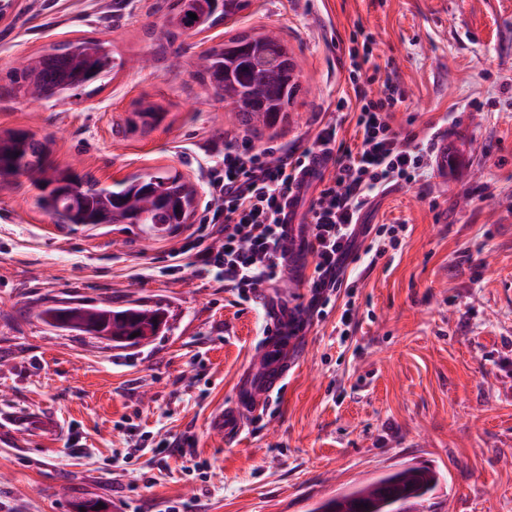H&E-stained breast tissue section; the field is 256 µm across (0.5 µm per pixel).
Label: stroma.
<instances>
[{
	"mask_svg": "<svg viewBox=\"0 0 512 512\" xmlns=\"http://www.w3.org/2000/svg\"><path fill=\"white\" fill-rule=\"evenodd\" d=\"M169 0H15L0 21V76L77 37L108 41L123 67L63 102L0 97V133L48 138L61 168L101 184L176 171L199 190L189 223H52L28 180L0 192V512H312L407 465L441 474L432 512H512V0H250L232 21L168 41ZM373 37L382 76L405 89L399 132L431 140L466 124L471 170L373 197L365 224H401L397 248L347 261L351 287L308 311L298 361L241 436L211 414L263 342L266 316L214 275H173L172 249L221 238L205 222L211 165L228 136L306 146L351 94L333 36ZM275 31L301 90L270 128L239 122L198 70L237 33ZM164 115L129 132L140 105ZM160 306L167 325L115 348L56 330L40 308ZM351 323L342 326L343 311Z\"/></svg>",
	"mask_w": 512,
	"mask_h": 512,
	"instance_id": "35a3bbf8",
	"label": "stroma"
}]
</instances>
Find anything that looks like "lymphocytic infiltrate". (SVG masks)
I'll return each mask as SVG.
<instances>
[{
  "mask_svg": "<svg viewBox=\"0 0 512 512\" xmlns=\"http://www.w3.org/2000/svg\"><path fill=\"white\" fill-rule=\"evenodd\" d=\"M362 26L349 34L348 79L353 98H340L336 111L352 112L358 149L337 143L336 126L328 123L316 132L311 146L276 151L255 148L248 139L227 143L224 156L213 165L211 186L218 204L209 222L223 239L220 248H204L194 259L202 271L215 273L226 286L249 299L259 289L276 285L283 274L282 202L292 190L296 173L310 156L331 159L328 175L319 176L322 188L311 206L308 251L314 261L310 278L312 302L325 291L341 287L340 273L350 257L360 215L369 200L399 182L418 180L430 166L431 155L416 133L400 134L390 118L406 102V92L385 80L380 95L368 88L379 81L368 73L371 49H359Z\"/></svg>",
  "mask_w": 512,
  "mask_h": 512,
  "instance_id": "f902f5d3",
  "label": "lymphocytic infiltrate"
}]
</instances>
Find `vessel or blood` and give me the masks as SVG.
Masks as SVG:
<instances>
[{
  "label": "vessel or blood",
  "instance_id": "vessel-or-blood-1",
  "mask_svg": "<svg viewBox=\"0 0 512 512\" xmlns=\"http://www.w3.org/2000/svg\"><path fill=\"white\" fill-rule=\"evenodd\" d=\"M431 150L439 176H447L461 161V146L455 137L449 136L447 129L442 128L434 133ZM323 165L320 159L309 165L305 174L301 175L300 185L285 210L283 230L287 259L283 279L292 288L305 287L308 263V228L296 223L295 215L308 186L313 184ZM266 313L272 332L265 337L261 354L255 364L240 374L234 404L215 413L211 420L213 431L228 438L239 435L244 428L246 416L257 413L285 379L290 365L289 350L297 346L298 338L304 330L301 312L295 304L270 305Z\"/></svg>",
  "mask_w": 512,
  "mask_h": 512
}]
</instances>
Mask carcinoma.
Returning <instances> with one entry per match:
<instances>
[{
  "mask_svg": "<svg viewBox=\"0 0 512 512\" xmlns=\"http://www.w3.org/2000/svg\"><path fill=\"white\" fill-rule=\"evenodd\" d=\"M249 7L248 0H223L222 9L211 0H174L167 23V38L203 32L235 17ZM194 13L193 20L189 14ZM202 75L222 98L233 105L246 125L273 126L288 112L299 85L296 63L277 36L262 33L238 35L202 56ZM116 67L104 43L86 38L54 46L33 60L23 58L7 73L0 92L32 101L58 99L71 91L88 95L94 85ZM21 169L36 178L42 191L39 204L57 224H158L186 223L195 201V187L179 175L146 174L101 187L88 173L79 179L69 171L52 170L45 142L30 132L15 130L0 136V170ZM46 324L64 331L101 339L137 333V343L157 335L163 324L157 309L140 305L116 310L110 306L70 303L50 306L38 313ZM439 484V474L427 466L406 467L383 474L368 486L355 488L343 498L365 503L369 512H397L398 505L374 496V488L387 485L408 491L403 505L411 512H428L429 500Z\"/></svg>",
  "mask_w": 512,
  "mask_h": 512,
  "instance_id": "1",
  "label": "carcinoma"
}]
</instances>
